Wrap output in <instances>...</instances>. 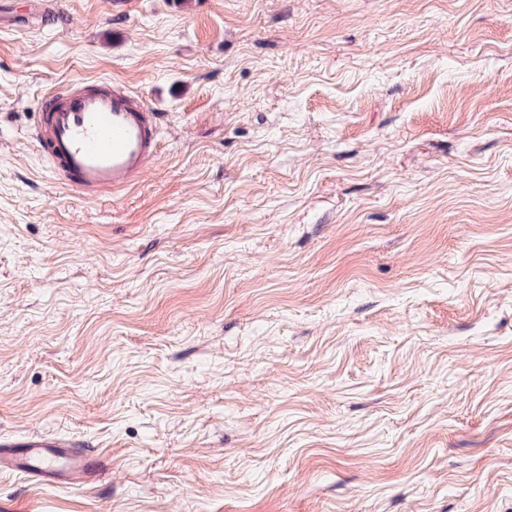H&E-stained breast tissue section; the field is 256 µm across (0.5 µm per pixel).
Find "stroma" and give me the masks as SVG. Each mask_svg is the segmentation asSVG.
<instances>
[{
  "instance_id": "obj_1",
  "label": "stroma",
  "mask_w": 512,
  "mask_h": 512,
  "mask_svg": "<svg viewBox=\"0 0 512 512\" xmlns=\"http://www.w3.org/2000/svg\"><path fill=\"white\" fill-rule=\"evenodd\" d=\"M0 512H512V0H0ZM162 112L85 196L51 87ZM97 451L74 436L26 435L0 439V470L18 471L35 483L85 487L105 469Z\"/></svg>"
}]
</instances>
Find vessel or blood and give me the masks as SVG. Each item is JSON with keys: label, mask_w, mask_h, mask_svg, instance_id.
Listing matches in <instances>:
<instances>
[{"label": "vessel or blood", "mask_w": 512, "mask_h": 512, "mask_svg": "<svg viewBox=\"0 0 512 512\" xmlns=\"http://www.w3.org/2000/svg\"><path fill=\"white\" fill-rule=\"evenodd\" d=\"M33 140L57 182L88 195L119 192L158 155L159 115L117 81L75 80L41 97ZM104 468V459L74 436L0 439V470L38 484L84 487Z\"/></svg>", "instance_id": "1"}]
</instances>
